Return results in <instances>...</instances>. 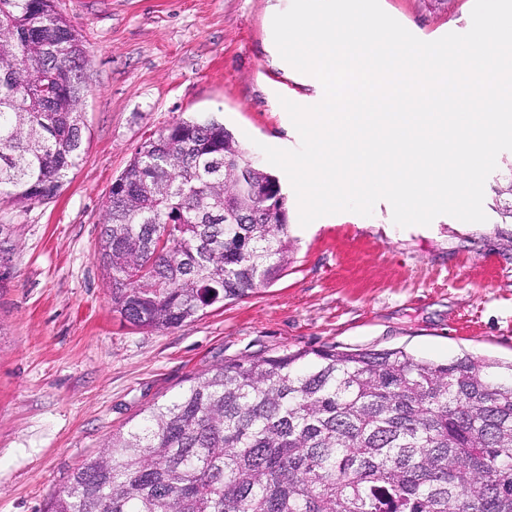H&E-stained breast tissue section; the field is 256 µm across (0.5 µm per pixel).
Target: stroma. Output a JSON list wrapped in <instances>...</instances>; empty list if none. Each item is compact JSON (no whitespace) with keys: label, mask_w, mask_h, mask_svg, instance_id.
I'll return each mask as SVG.
<instances>
[{"label":"stroma","mask_w":512,"mask_h":512,"mask_svg":"<svg viewBox=\"0 0 512 512\" xmlns=\"http://www.w3.org/2000/svg\"><path fill=\"white\" fill-rule=\"evenodd\" d=\"M288 2L55 0L87 48L85 135L56 198L0 199L13 247L0 288V512H44L113 433L227 359L403 347L436 362L512 361V220L500 214L512 151L486 180L483 223L401 227L382 200L372 215L304 227L282 179L293 247L278 280L164 331L112 311L95 251L112 184L149 137L213 118L259 165L263 146L299 147L280 100L310 104L319 90L277 58L270 22ZM473 2L380 0L424 40L466 22Z\"/></svg>","instance_id":"35a3bbf8"}]
</instances>
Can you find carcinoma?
Returning a JSON list of instances; mask_svg holds the SVG:
<instances>
[{"label":"carcinoma","instance_id":"carcinoma-1","mask_svg":"<svg viewBox=\"0 0 512 512\" xmlns=\"http://www.w3.org/2000/svg\"><path fill=\"white\" fill-rule=\"evenodd\" d=\"M86 62L55 0H0L1 197L53 199L78 165ZM95 256L113 312L176 328L278 279L286 196L222 123L180 119L113 182ZM48 509L512 512V363L402 348L229 359L113 435Z\"/></svg>","mask_w":512,"mask_h":512}]
</instances>
